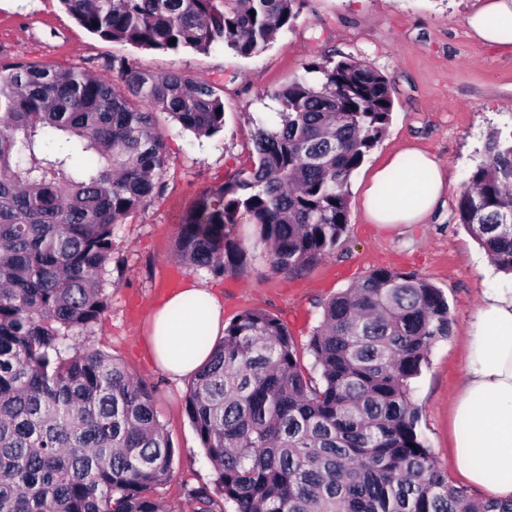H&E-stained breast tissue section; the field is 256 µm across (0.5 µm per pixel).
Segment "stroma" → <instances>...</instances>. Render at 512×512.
Returning a JSON list of instances; mask_svg holds the SVG:
<instances>
[{
    "instance_id": "35a3bbf8",
    "label": "stroma",
    "mask_w": 512,
    "mask_h": 512,
    "mask_svg": "<svg viewBox=\"0 0 512 512\" xmlns=\"http://www.w3.org/2000/svg\"><path fill=\"white\" fill-rule=\"evenodd\" d=\"M480 0H306L292 29L278 34L258 56L142 49L105 41L80 26L59 0H16L0 8V58L50 67L81 66L112 78L113 57L157 74L179 72L224 86V130L195 137L161 120L165 133V189L129 217L113 239L110 306L87 345L122 362L154 385L155 406L176 449L173 474L161 491L167 507L182 512L186 488L212 483L215 474L185 413L190 377L171 379L146 346L149 308L188 280L210 289L224 305L225 320L263 309L279 318L305 346L321 305L377 267L414 271L442 288L453 329L431 351L413 384L421 429L441 468L463 485L451 453L450 410L465 371V336L485 293L512 288V280L479 265L477 242L451 216L489 136L512 126V52L485 46L472 36L466 16ZM351 56L386 75L394 108L387 132L350 178L347 232L336 250L294 274L276 271L255 252L238 274L215 276L180 262L176 228L196 199L235 179L249 166L259 120L277 110L266 91L304 73L310 60ZM420 145L448 174L446 203L423 224L397 233L367 221L362 207L374 168L394 150Z\"/></svg>"
}]
</instances>
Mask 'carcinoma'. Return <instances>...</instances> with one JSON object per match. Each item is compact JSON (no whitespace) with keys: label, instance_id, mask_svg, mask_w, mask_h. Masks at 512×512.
Returning <instances> with one entry per match:
<instances>
[{"label":"carcinoma","instance_id":"carcinoma-1","mask_svg":"<svg viewBox=\"0 0 512 512\" xmlns=\"http://www.w3.org/2000/svg\"><path fill=\"white\" fill-rule=\"evenodd\" d=\"M304 2L61 0L107 41L241 58L293 28ZM111 69L124 88L0 59V512H172L155 387L82 337L108 309L115 234L163 190L158 115L214 136L224 87L125 58ZM304 71L265 93L279 122L256 124L251 165L178 225L183 263L237 274L262 248L291 273L342 242L348 184L386 133L392 89L354 57ZM485 154L453 219L512 275V145L491 137ZM452 323L427 278L372 269L323 305L307 343L315 378L277 317L238 314L186 396L217 475L186 491L188 512H512L452 484L419 428L412 382Z\"/></svg>","mask_w":512,"mask_h":512}]
</instances>
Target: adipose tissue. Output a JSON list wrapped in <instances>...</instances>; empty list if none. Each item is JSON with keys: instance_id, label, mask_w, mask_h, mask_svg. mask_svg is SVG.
<instances>
[{"instance_id": "obj_1", "label": "adipose tissue", "mask_w": 512, "mask_h": 512, "mask_svg": "<svg viewBox=\"0 0 512 512\" xmlns=\"http://www.w3.org/2000/svg\"><path fill=\"white\" fill-rule=\"evenodd\" d=\"M483 43L512 47V0H483L466 19ZM414 164H407V157ZM448 181L429 152L404 148L372 173L363 192L368 220L389 228L424 223L443 203ZM199 309H191V302ZM149 348L176 377L194 374L210 358L202 336L224 333V308L210 291L190 287L167 296L148 316ZM467 364L452 414L453 459L464 480L493 499H512V291L485 294L470 324Z\"/></svg>"}]
</instances>
